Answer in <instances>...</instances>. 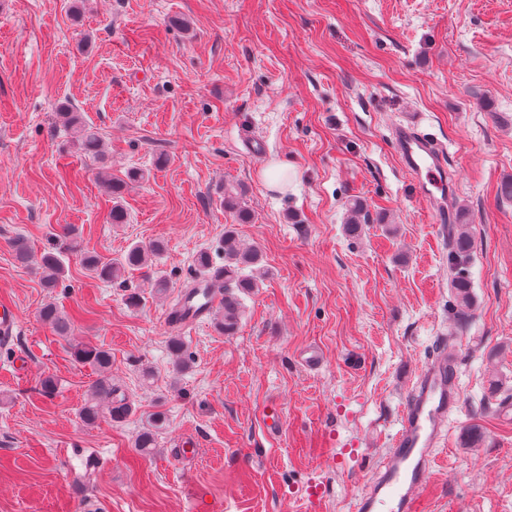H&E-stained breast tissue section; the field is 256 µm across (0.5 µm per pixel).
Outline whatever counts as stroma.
Masks as SVG:
<instances>
[{
	"mask_svg": "<svg viewBox=\"0 0 512 512\" xmlns=\"http://www.w3.org/2000/svg\"><path fill=\"white\" fill-rule=\"evenodd\" d=\"M63 105L98 132L99 156L72 141ZM408 120L447 151L444 234L389 140ZM251 136L266 158L247 153ZM270 163L288 167L283 190L260 179ZM131 171L145 180L113 197L106 179ZM511 179L512 0H0V301L19 320L0 339V512H310L314 479L323 512H351L445 336L461 402L424 512H512ZM228 190L249 223L225 209ZM66 224L78 250L49 290L11 243L41 254ZM231 224L268 269L235 333L170 326L195 254L223 265ZM463 228L474 245L456 266ZM154 239L161 294L79 263ZM457 275L472 285L464 310ZM48 301L71 316L69 337L40 320ZM175 335L192 359L182 375ZM78 341L111 351L124 420L82 422L98 374L75 362ZM309 346L325 355L315 372L300 361ZM157 417L143 453L135 440Z\"/></svg>",
	"mask_w": 512,
	"mask_h": 512,
	"instance_id": "35a3bbf8",
	"label": "stroma"
}]
</instances>
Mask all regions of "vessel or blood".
<instances>
[{
    "instance_id": "obj_1",
    "label": "vessel or blood",
    "mask_w": 512,
    "mask_h": 512,
    "mask_svg": "<svg viewBox=\"0 0 512 512\" xmlns=\"http://www.w3.org/2000/svg\"><path fill=\"white\" fill-rule=\"evenodd\" d=\"M392 142L402 166L411 174L416 194L428 200L435 223L442 227L452 223L443 148L405 124L394 129ZM223 301L224 275L217 269L187 288L185 298L169 312L167 320L173 326H197ZM459 357L457 346L444 338L421 366L411 394L402 404L390 446L357 497L354 512H421L434 451L445 438L449 415L460 403L456 383Z\"/></svg>"
}]
</instances>
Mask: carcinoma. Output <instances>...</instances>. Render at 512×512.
Instances as JSON below:
<instances>
[{
    "mask_svg": "<svg viewBox=\"0 0 512 512\" xmlns=\"http://www.w3.org/2000/svg\"><path fill=\"white\" fill-rule=\"evenodd\" d=\"M59 117L72 130L75 141L81 150L93 156L99 155L100 137L84 121L80 113L66 108L59 113ZM224 207L236 213L239 223L249 222L250 213L242 206V195L236 193L225 196ZM76 236L75 225L62 226L59 238L63 241L64 246L41 257L36 270L43 287L54 288L65 277L66 265L63 260V252L74 250ZM470 248L471 238L463 229L455 239L452 261L456 263L465 261L469 256ZM163 250L164 244L155 240L145 244L133 243L118 258L107 259L97 254L83 253L80 255V261L86 271L103 280L117 282L125 279L126 274L132 271L146 268L151 258L161 254ZM263 262V254L258 247L252 246L243 249L237 243L236 232L233 228L230 227L224 231V306L219 311L216 321L217 327L224 334L231 335L237 329L243 308L241 295L258 287V278ZM452 288H454L459 306L462 308L468 306L471 300L470 281L464 276H458L453 280ZM39 318L51 326L57 334L64 337L69 333L70 317L56 303H45L39 310ZM74 355L78 362L89 364L100 373V377L92 385L90 398L82 408L83 422L86 424L96 423L105 409L109 411L112 420L117 421L123 418L128 411L127 405L123 403L119 408L112 406V396L115 390L112 389V380L108 377V370L112 366L111 352L102 347L78 344L74 346Z\"/></svg>",
    "mask_w": 512,
    "mask_h": 512,
    "instance_id": "1",
    "label": "carcinoma"
}]
</instances>
